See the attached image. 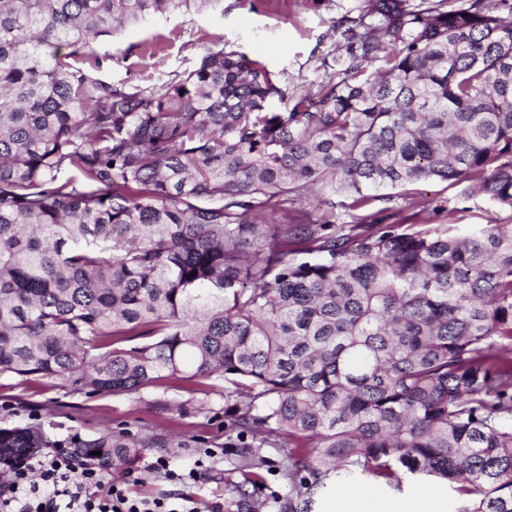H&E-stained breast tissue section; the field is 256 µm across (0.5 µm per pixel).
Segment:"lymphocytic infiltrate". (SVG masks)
I'll list each match as a JSON object with an SVG mask.
<instances>
[{
    "mask_svg": "<svg viewBox=\"0 0 512 512\" xmlns=\"http://www.w3.org/2000/svg\"><path fill=\"white\" fill-rule=\"evenodd\" d=\"M0 512H224L216 502L129 497L105 468L71 448L19 461L0 483Z\"/></svg>",
    "mask_w": 512,
    "mask_h": 512,
    "instance_id": "lymphocytic-infiltrate-1",
    "label": "lymphocytic infiltrate"
}]
</instances>
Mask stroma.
Returning <instances> with one entry per match:
<instances>
[{
	"instance_id": "1",
	"label": "stroma",
	"mask_w": 512,
	"mask_h": 512,
	"mask_svg": "<svg viewBox=\"0 0 512 512\" xmlns=\"http://www.w3.org/2000/svg\"><path fill=\"white\" fill-rule=\"evenodd\" d=\"M361 0H218L201 6L154 15L115 32L98 47L96 75L116 86H147L168 75L193 69L211 49L237 51L263 62L277 73L286 93L310 88L332 65L344 18L357 16ZM310 216L335 217L340 224H425L468 229L479 224H512V210L500 209L471 194L468 182L428 180L414 186L370 191L361 204L342 193L327 192L302 203ZM184 405L185 414L175 412ZM45 423L93 437L126 429L134 434L166 438L198 435L224 437V382L202 384L165 378L140 395L86 397L66 393L58 380L32 376L0 377V427ZM165 458L168 469L154 468ZM202 461L200 480L188 479L195 461ZM235 457L215 449L143 448L132 468L114 473L136 498L190 497L224 500L225 477Z\"/></svg>"
}]
</instances>
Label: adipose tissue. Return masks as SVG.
Instances as JSON below:
<instances>
[{
	"label": "adipose tissue",
	"mask_w": 512,
	"mask_h": 512,
	"mask_svg": "<svg viewBox=\"0 0 512 512\" xmlns=\"http://www.w3.org/2000/svg\"><path fill=\"white\" fill-rule=\"evenodd\" d=\"M321 512H448V504L434 487L421 485L403 499L384 497L378 488L366 487L340 498H327Z\"/></svg>",
	"instance_id": "obj_1"
}]
</instances>
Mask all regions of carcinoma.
<instances>
[{
  "instance_id": "obj_1",
  "label": "carcinoma",
  "mask_w": 512,
  "mask_h": 512,
  "mask_svg": "<svg viewBox=\"0 0 512 512\" xmlns=\"http://www.w3.org/2000/svg\"><path fill=\"white\" fill-rule=\"evenodd\" d=\"M366 2L335 68L288 95L222 49L147 87L80 66L189 0H0V375L86 396L222 378L230 432L64 441L37 420L0 427L11 458L124 470L209 443L240 457L225 512L421 475L458 512H512V225L247 217L432 177L512 209V0ZM265 446L284 497L263 495Z\"/></svg>"
}]
</instances>
